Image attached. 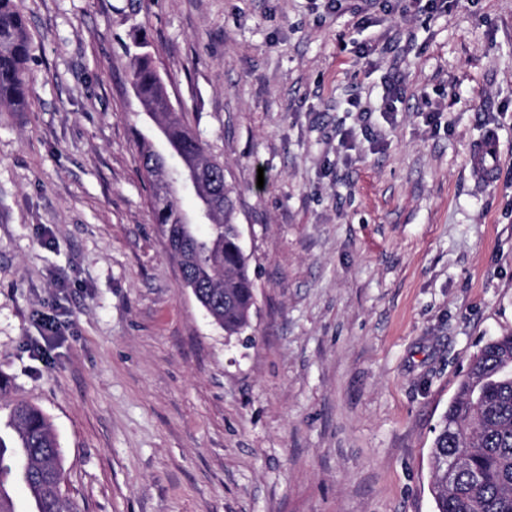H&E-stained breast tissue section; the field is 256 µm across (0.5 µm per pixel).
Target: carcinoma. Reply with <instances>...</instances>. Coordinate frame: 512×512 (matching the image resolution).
<instances>
[{
    "label": "carcinoma",
    "instance_id": "obj_1",
    "mask_svg": "<svg viewBox=\"0 0 512 512\" xmlns=\"http://www.w3.org/2000/svg\"><path fill=\"white\" fill-rule=\"evenodd\" d=\"M130 63L131 84L143 111L166 141L156 150L142 138L140 155L152 188L155 223L166 235L179 261L183 283L226 336H242L250 328L255 286L248 256L240 244L233 188L224 179V162L209 156L205 144L173 112L167 86L156 69L147 44ZM32 40L25 15L15 0H0V108L23 112L30 86L26 65ZM203 169L204 199L218 215L204 237L195 225L182 221L179 192L164 183L168 170ZM512 333L490 337L480 348L448 402L429 452L431 491L436 512H512ZM0 434V461L11 450L29 464L24 485L34 500V512H64L60 493L63 451L45 414L15 400L8 404Z\"/></svg>",
    "mask_w": 512,
    "mask_h": 512
}]
</instances>
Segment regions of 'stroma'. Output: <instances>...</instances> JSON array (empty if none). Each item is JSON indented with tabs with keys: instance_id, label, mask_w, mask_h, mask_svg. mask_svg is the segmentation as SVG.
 I'll use <instances>...</instances> for the list:
<instances>
[{
	"instance_id": "35a3bbf8",
	"label": "stroma",
	"mask_w": 512,
	"mask_h": 512,
	"mask_svg": "<svg viewBox=\"0 0 512 512\" xmlns=\"http://www.w3.org/2000/svg\"><path fill=\"white\" fill-rule=\"evenodd\" d=\"M17 3L33 52L27 111L0 112V403L51 421L63 499L435 512L440 416L512 332V0ZM139 41L235 190L245 335L183 287L153 221ZM499 152V141L494 131H489L487 135L476 145L471 148V164L474 172L482 177L485 182H489L493 178V174L489 173V168L484 165V159L488 154L497 155Z\"/></svg>"
}]
</instances>
